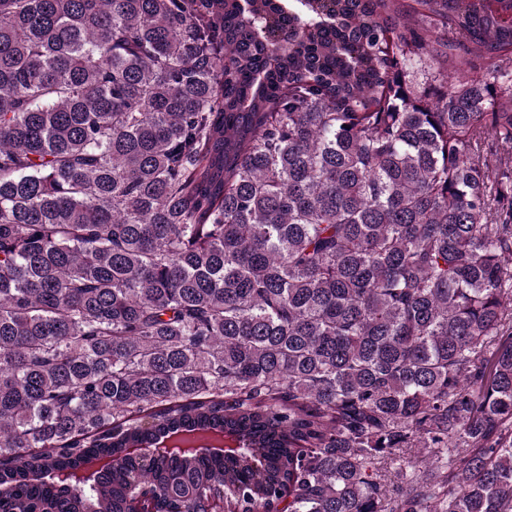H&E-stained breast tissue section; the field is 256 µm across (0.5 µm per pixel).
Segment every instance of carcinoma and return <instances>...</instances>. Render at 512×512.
<instances>
[{
    "label": "carcinoma",
    "mask_w": 512,
    "mask_h": 512,
    "mask_svg": "<svg viewBox=\"0 0 512 512\" xmlns=\"http://www.w3.org/2000/svg\"><path fill=\"white\" fill-rule=\"evenodd\" d=\"M511 61L512 0H0V512H512ZM421 57V62L416 58L417 62L408 69L407 83L429 97L442 94L447 89L445 70L441 65L430 60L426 54H422Z\"/></svg>",
    "instance_id": "1"
}]
</instances>
